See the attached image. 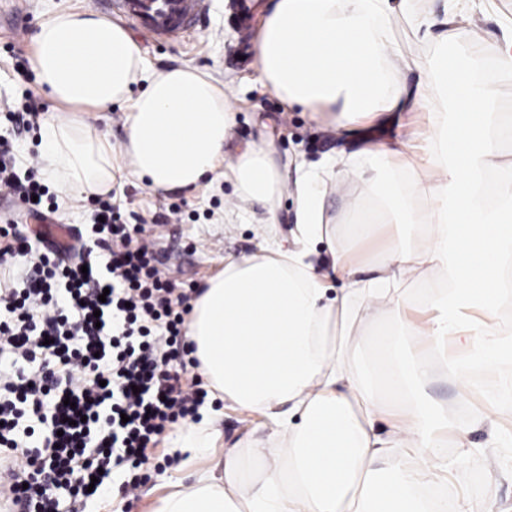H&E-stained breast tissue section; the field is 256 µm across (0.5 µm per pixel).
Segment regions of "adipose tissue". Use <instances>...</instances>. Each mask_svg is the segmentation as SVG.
<instances>
[{
    "mask_svg": "<svg viewBox=\"0 0 512 512\" xmlns=\"http://www.w3.org/2000/svg\"><path fill=\"white\" fill-rule=\"evenodd\" d=\"M467 12L468 0H445L439 15L413 13L408 0H267L254 44L258 82L336 135L387 126L395 112L435 111L440 87L455 93L454 139L432 123L292 180L264 144L225 161L234 114L210 75L187 65L146 71L127 30L90 11L63 10L41 24L32 68L42 91L100 110L130 105L117 147L82 119L48 122L47 176L76 197L110 193L120 170L160 191L221 176L235 185L225 223L265 211L258 251L225 261L196 298L186 333L213 395L257 416L262 435L220 449L219 414L203 411L173 448L192 483H170L154 512H467L459 496L418 495L449 474L464 484L466 473L437 449L447 435L469 445L468 429L429 409L422 392L432 354L447 353L449 342L469 349L450 367L458 376L471 362L493 370L512 357V333L497 321L501 301L512 299V161L498 152L512 127L493 110L494 84L477 82L457 57L440 61L438 78L419 62L415 83L394 81L401 56L387 38L403 15L426 36L465 23ZM350 163L401 218L369 279L337 248L324 206L328 182ZM404 169L414 181L399 179ZM287 192L297 208L285 241L275 225ZM321 242L326 266L315 258ZM332 273L343 284L336 295ZM436 273L432 317L408 321L405 285ZM381 319L388 335L428 349L401 361L380 343L382 379L401 401L395 413L350 363Z\"/></svg>",
    "mask_w": 512,
    "mask_h": 512,
    "instance_id": "ef3b65f1",
    "label": "adipose tissue"
}]
</instances>
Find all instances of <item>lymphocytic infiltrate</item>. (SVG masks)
<instances>
[{"instance_id": "obj_1", "label": "lymphocytic infiltrate", "mask_w": 512, "mask_h": 512, "mask_svg": "<svg viewBox=\"0 0 512 512\" xmlns=\"http://www.w3.org/2000/svg\"><path fill=\"white\" fill-rule=\"evenodd\" d=\"M0 190L27 203L47 193L18 177L7 143ZM91 216L105 263L50 247L38 282L0 289V457L18 464L12 489L27 512L58 507L63 492L104 496L116 471L134 491L160 436L207 396L187 376L190 294L161 275L141 225L103 199Z\"/></svg>"}]
</instances>
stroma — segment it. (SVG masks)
<instances>
[{
    "instance_id": "obj_1",
    "label": "stroma",
    "mask_w": 512,
    "mask_h": 512,
    "mask_svg": "<svg viewBox=\"0 0 512 512\" xmlns=\"http://www.w3.org/2000/svg\"><path fill=\"white\" fill-rule=\"evenodd\" d=\"M94 0H0V104L20 107L26 98L44 106V119L66 117L68 106L49 98L39 87L33 69H18L22 58H32L34 36L40 24L62 10L92 8ZM512 19V0H475L470 23L456 26L447 42L422 40L405 18H397L389 38L406 63L394 75L395 80L414 82V61H436L444 53L461 56L474 74H481L485 59L498 55L501 28ZM260 16H253L247 29L239 27L235 0H211L198 28L190 35L164 43H141L140 48L150 68L190 65L211 75L218 84L229 85L230 105L235 113L232 137L226 147L235 156L256 143L269 144L279 163L319 165L337 152L358 151L360 140L338 137L310 113L287 109L280 98L262 88L255 80L256 59L253 40ZM456 110L453 91L442 92L435 113L401 112L395 125L387 130L372 129L373 139L394 135L398 127L412 128L437 121L445 130L454 128ZM343 179L359 207L382 212L380 224L369 239H351L347 223L355 212L344 211L341 195L330 194L326 206L339 224L340 242L352 250L355 259L369 266L376 262L381 245L391 238L397 216L385 208L377 190L360 182L357 174ZM232 182L204 180L195 188L177 193L156 192L133 179L112 188V201L119 205L124 220L141 218L146 239L156 253L162 273L178 287L200 290L224 269V259L255 252L259 232L251 217L232 225L219 223L225 202L232 197ZM426 403L432 410L447 414L453 421L470 429V448L449 446L441 453L457 461L467 474L464 495L469 512H512V447L494 448L483 418L512 429V401L489 408L484 388H474L460 378L438 370L426 387ZM177 435L168 429L161 438L163 453L150 459L141 484L130 498L129 512H152L170 481L177 478V461L170 448Z\"/></svg>"
}]
</instances>
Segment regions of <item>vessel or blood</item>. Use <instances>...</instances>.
Listing matches in <instances>:
<instances>
[{
	"label": "vessel or blood",
	"instance_id": "vessel-or-blood-1",
	"mask_svg": "<svg viewBox=\"0 0 512 512\" xmlns=\"http://www.w3.org/2000/svg\"><path fill=\"white\" fill-rule=\"evenodd\" d=\"M95 5L128 16L151 38L193 26L207 10V0H95Z\"/></svg>",
	"mask_w": 512,
	"mask_h": 512
}]
</instances>
